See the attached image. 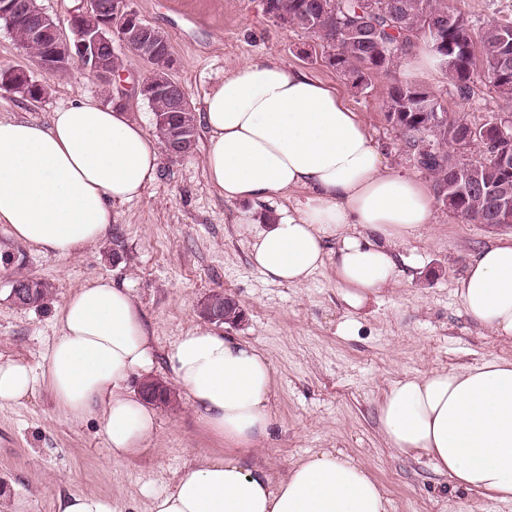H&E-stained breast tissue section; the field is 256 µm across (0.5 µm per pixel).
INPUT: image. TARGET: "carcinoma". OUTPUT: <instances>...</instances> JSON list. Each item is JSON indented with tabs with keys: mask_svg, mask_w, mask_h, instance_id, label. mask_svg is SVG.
<instances>
[{
	"mask_svg": "<svg viewBox=\"0 0 512 512\" xmlns=\"http://www.w3.org/2000/svg\"><path fill=\"white\" fill-rule=\"evenodd\" d=\"M263 4L270 18L314 36L325 62L357 87L368 84L370 74L389 69L419 48L442 63L440 52L430 44L436 27L447 42L454 67L450 81L460 99L472 100L480 83L512 100V90H501L503 83H512V22L491 21L476 29L464 13L448 6V0H263ZM153 65L147 78L150 86H169L171 54L160 52ZM148 102L161 142L169 140L174 128L196 142V114L186 93L157 92ZM386 116L414 151L416 165L429 177L441 206L448 207V185L470 166L478 178L467 183L457 201L456 218L475 224L503 223L498 195L503 185H512V171H502L489 149L479 150L480 156L466 165L448 150L450 145L483 144L484 136L497 131L496 117L479 127L460 118L450 120L433 92L409 81L391 86ZM21 281L29 290L26 306H41L49 295L48 284L28 277Z\"/></svg>",
	"mask_w": 512,
	"mask_h": 512,
	"instance_id": "obj_1",
	"label": "carcinoma"
}]
</instances>
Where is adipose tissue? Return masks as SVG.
<instances>
[{"label":"adipose tissue","mask_w":512,"mask_h":512,"mask_svg":"<svg viewBox=\"0 0 512 512\" xmlns=\"http://www.w3.org/2000/svg\"><path fill=\"white\" fill-rule=\"evenodd\" d=\"M208 179L229 202L257 203L304 188L302 208L270 218L243 214L249 258L272 281L299 285L332 264L353 312L365 310L400 267L423 260L412 240L433 221L432 198L416 177L387 172L355 112L325 82L273 61L225 73L205 96ZM158 143L129 112L81 97L47 124L0 119V223L12 237L68 258L105 239L116 205L139 198L157 176ZM474 322L512 341V233L470 260L457 290ZM59 334L43 371L0 362V404L45 389L79 419L102 412L113 457L154 439L156 412L127 392L150 378L153 332L127 288L99 277L55 311ZM200 423L223 439V456L184 468L153 492L150 512H388L371 472L321 448L273 477L245 450L267 438L275 417L274 367L257 346L197 326L165 355ZM393 452L427 456L453 484L512 500V359L434 369L391 385L378 403Z\"/></svg>","instance_id":"obj_1"}]
</instances>
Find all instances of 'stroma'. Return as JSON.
I'll return each mask as SVG.
<instances>
[{"label":"stroma","mask_w":512,"mask_h":512,"mask_svg":"<svg viewBox=\"0 0 512 512\" xmlns=\"http://www.w3.org/2000/svg\"><path fill=\"white\" fill-rule=\"evenodd\" d=\"M147 24L170 43L169 76L202 112L209 87L243 64L274 60L336 88L363 119L388 170L415 175L398 131L386 118L390 86L413 81L429 88L451 114L474 120L512 110L492 88L460 100L448 74L415 55L390 71L371 75L367 89L352 86L315 53L310 34L269 18L262 0H130ZM120 76L105 85L79 65L63 76L43 74L0 23V69L21 67L47 93L34 101L0 89V118L47 122L77 95L102 103L122 100L153 131V113L139 87L152 65L113 44ZM210 136L198 127L191 155L162 158L156 181L134 201L117 206L103 241L59 258L16 241L0 224V360L21 359L42 370L56 334L53 308L84 281L109 277L129 288L155 335L158 353L199 325L198 310L211 293L231 295L244 311L225 335L256 345L275 368V421L252 460L275 476L305 453L336 448L367 466L382 484L389 512H512L500 502L453 487L432 462L396 455L380 434L377 404L387 388L409 375L512 358V343L465 315L456 288L475 253L492 241L487 224L461 221L434 206V222L415 246L424 260L420 275H399L382 289L367 314L351 317L336 286L332 265L306 283L270 281L249 259L237 233L243 204L225 201L211 186L205 155ZM49 282L52 293L38 310L13 304L15 278ZM153 379L169 387L173 401L156 406V436L139 454L112 458L102 435V414L70 419L45 390L0 406V512H56L58 496L110 497L116 512H148L151 491L172 485L188 464L224 453V442L197 420L164 362Z\"/></svg>","instance_id":"1"}]
</instances>
